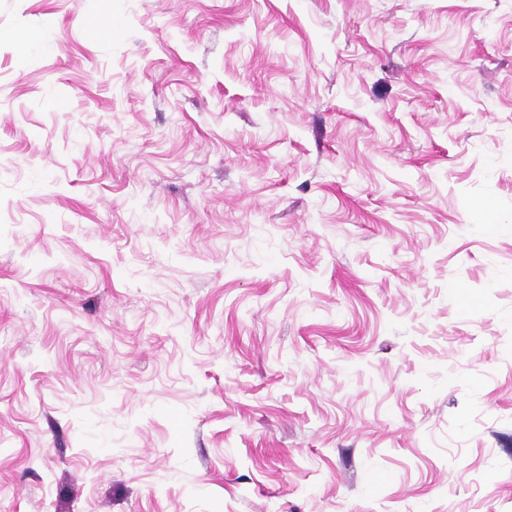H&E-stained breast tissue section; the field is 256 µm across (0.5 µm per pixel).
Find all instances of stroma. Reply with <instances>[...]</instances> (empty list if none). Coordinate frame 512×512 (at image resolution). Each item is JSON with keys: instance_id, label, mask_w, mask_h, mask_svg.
I'll return each instance as SVG.
<instances>
[{"instance_id": "35a3bbf8", "label": "stroma", "mask_w": 512, "mask_h": 512, "mask_svg": "<svg viewBox=\"0 0 512 512\" xmlns=\"http://www.w3.org/2000/svg\"><path fill=\"white\" fill-rule=\"evenodd\" d=\"M0 512H512V0H0Z\"/></svg>"}]
</instances>
